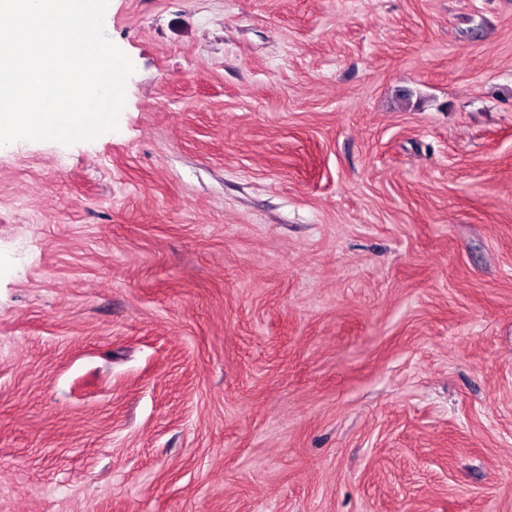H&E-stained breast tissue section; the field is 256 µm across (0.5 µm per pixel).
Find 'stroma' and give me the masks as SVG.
I'll use <instances>...</instances> for the list:
<instances>
[{"label": "stroma", "mask_w": 512, "mask_h": 512, "mask_svg": "<svg viewBox=\"0 0 512 512\" xmlns=\"http://www.w3.org/2000/svg\"><path fill=\"white\" fill-rule=\"evenodd\" d=\"M118 128L0 150V512H512V0H109Z\"/></svg>", "instance_id": "stroma-1"}]
</instances>
